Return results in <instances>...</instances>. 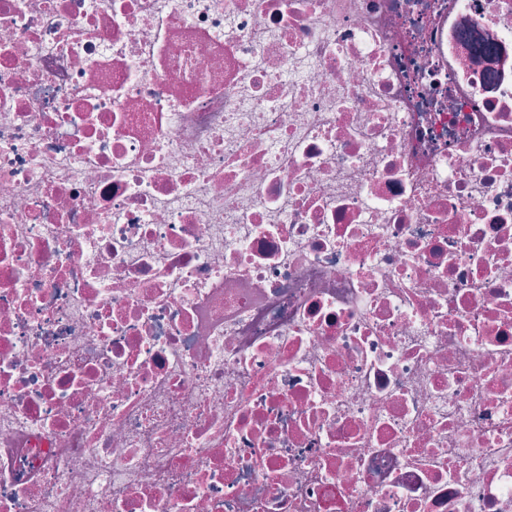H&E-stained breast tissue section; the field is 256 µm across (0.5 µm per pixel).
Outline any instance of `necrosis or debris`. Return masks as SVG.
<instances>
[{
  "instance_id": "obj_1",
  "label": "necrosis or debris",
  "mask_w": 512,
  "mask_h": 512,
  "mask_svg": "<svg viewBox=\"0 0 512 512\" xmlns=\"http://www.w3.org/2000/svg\"><path fill=\"white\" fill-rule=\"evenodd\" d=\"M0 512H512V0H0Z\"/></svg>"
}]
</instances>
